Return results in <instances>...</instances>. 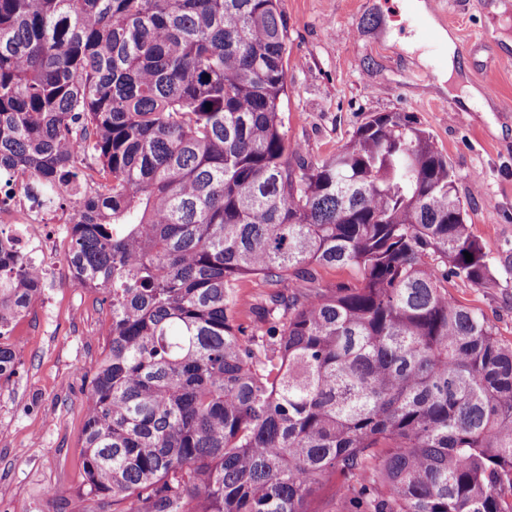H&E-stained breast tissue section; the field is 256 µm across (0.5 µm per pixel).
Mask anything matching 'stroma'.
Returning a JSON list of instances; mask_svg holds the SVG:
<instances>
[{
	"label": "stroma",
	"mask_w": 512,
	"mask_h": 512,
	"mask_svg": "<svg viewBox=\"0 0 512 512\" xmlns=\"http://www.w3.org/2000/svg\"><path fill=\"white\" fill-rule=\"evenodd\" d=\"M438 26L453 37L462 82L493 93L489 111L440 86L442 63L423 65L401 39L435 50L426 20L387 12L383 0H280L288 22V90L280 112L287 144L326 157L373 115L401 112L429 131L456 173L466 222L493 283L456 280L448 291L512 344V0H439ZM110 306L61 275L17 322L18 360L0 379V512H99L87 495L81 431Z\"/></svg>",
	"instance_id": "1"
}]
</instances>
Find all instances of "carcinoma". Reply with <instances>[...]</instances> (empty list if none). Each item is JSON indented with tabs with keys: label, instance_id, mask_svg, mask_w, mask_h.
I'll use <instances>...</instances> for the list:
<instances>
[{
	"label": "carcinoma",
	"instance_id": "1",
	"mask_svg": "<svg viewBox=\"0 0 512 512\" xmlns=\"http://www.w3.org/2000/svg\"><path fill=\"white\" fill-rule=\"evenodd\" d=\"M287 40L279 0H0V172L79 200L65 261L110 299L89 492L310 512L334 475L335 512H512V346L448 292L492 281L454 170L400 112L288 149ZM247 276L280 290L244 323ZM41 292L1 237L0 378Z\"/></svg>",
	"mask_w": 512,
	"mask_h": 512
}]
</instances>
